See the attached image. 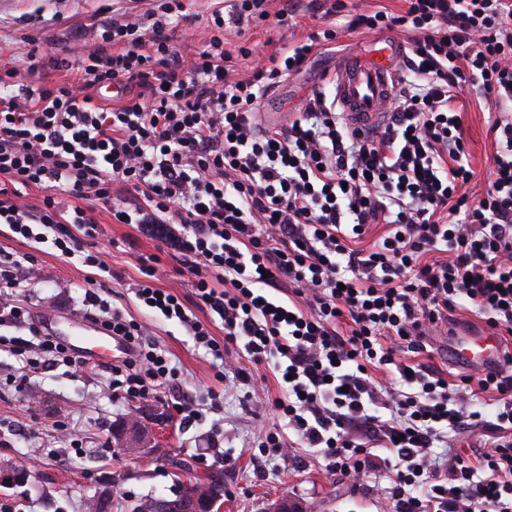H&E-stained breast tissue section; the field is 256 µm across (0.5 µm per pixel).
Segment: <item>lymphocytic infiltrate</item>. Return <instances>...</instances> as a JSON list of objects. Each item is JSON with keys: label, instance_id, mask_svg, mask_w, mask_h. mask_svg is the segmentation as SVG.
<instances>
[{"label": "lymphocytic infiltrate", "instance_id": "f902f5d3", "mask_svg": "<svg viewBox=\"0 0 512 512\" xmlns=\"http://www.w3.org/2000/svg\"><path fill=\"white\" fill-rule=\"evenodd\" d=\"M405 3L402 14L381 8L345 23L350 33L410 36L408 69L384 128L372 131L351 127L317 92L288 126L261 125L264 95L337 38L328 24L237 71L235 55L249 50H226L224 31L245 21L286 27L289 9L271 11L270 0H223L207 44L188 57L168 23L186 0L102 25L62 56L29 51L27 73L0 76L13 88L0 95V225L28 246L0 254V348L27 371L103 372L113 398L128 403L179 383L146 326L101 288L86 289L81 312L131 345L122 362L96 368L31 319L25 291L43 277L31 248L48 243L61 259L107 272L84 248L101 233L100 207L174 242L193 278L190 307L160 287L164 270L151 255L132 287L140 306L178 323L213 358L204 401L171 403L181 424L220 410L230 379L275 420L255 440L265 460L285 455L293 434L331 470L383 472L394 512H512V351L483 377L452 379L427 349L430 332L464 302L512 335V0ZM45 68L75 79L33 81ZM412 73L424 79L416 92L406 89ZM112 86L123 101L102 104L96 91ZM464 87L498 108L497 151L474 199L464 191L473 170L456 106ZM34 187L45 192L38 207L22 201ZM373 224L384 232L361 248ZM201 310L219 318L223 338ZM259 366L264 374L254 375ZM390 366L399 388L373 378ZM480 394L497 405L492 422L468 408ZM481 423L493 433L482 473L434 455L445 430ZM362 430L372 445L358 439Z\"/></svg>", "mask_w": 512, "mask_h": 512}]
</instances>
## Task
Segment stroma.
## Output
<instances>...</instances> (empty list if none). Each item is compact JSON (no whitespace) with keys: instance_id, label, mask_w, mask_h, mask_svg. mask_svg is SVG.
Instances as JSON below:
<instances>
[{"instance_id":"35a3bbf8","label":"stroma","mask_w":512,"mask_h":512,"mask_svg":"<svg viewBox=\"0 0 512 512\" xmlns=\"http://www.w3.org/2000/svg\"><path fill=\"white\" fill-rule=\"evenodd\" d=\"M136 0H0V72L26 70L28 62L19 49L24 41H34L46 54H61L74 37L89 35L99 25L120 18ZM295 23L278 30L259 23L246 28L244 35L228 32V49L252 44L251 56L237 57L241 69L266 63L276 48L305 38L321 21L310 8V0H292ZM211 0H191L187 18L176 22L175 45L180 54L199 51L211 30L206 18ZM374 33H339L336 47L311 57L302 73L288 77L261 100L260 114L278 113L279 124L312 90L329 92L323 81L351 48L370 43ZM462 109L464 137L475 175L467 185L470 197L485 189L488 164L496 151L489 131L490 108L470 89H463L457 102ZM97 219L102 235L85 242L86 249L99 253L112 270L107 286L120 295L125 309L146 324L153 339L168 351L182 372L178 395H203L214 386L211 357L195 347L191 336L176 322L157 318L139 307L129 286L140 279V257L158 255L168 272L164 287H171L184 298H192L191 277L182 271L183 257L172 243L137 224H121L106 210ZM34 259L44 271L42 283L27 297L34 315L52 311L63 332L73 330L87 286L88 269L68 263L51 248L35 252ZM244 387L224 389L221 414L203 413L191 427L179 426L164 397L147 398L129 404L113 399L104 379L93 376L74 380L61 370L46 369L21 374L19 364L9 353L0 351V435L8 442L0 447V463H27L29 451L43 449L41 462L29 465L31 476L20 488L0 486V498L25 496L32 512H84L83 504L99 484L112 485L110 512H131L133 505L149 495L172 496L180 485L203 480L211 468L204 462L215 450L232 453L224 466L226 494L214 512H267L280 497L313 506L315 512H391L386 494L387 479L365 477L352 481L326 467L320 452L301 448L276 458L265 472L254 468L252 442L261 426L272 419L258 402L246 400ZM139 412L151 426L155 447L131 454L113 448L112 459L99 454L101 444L113 437L116 424L129 412ZM78 442L79 450L69 456L60 451Z\"/></svg>"}]
</instances>
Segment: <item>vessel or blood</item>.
I'll return each instance as SVG.
<instances>
[{"label":"vessel or blood","mask_w":512,"mask_h":512,"mask_svg":"<svg viewBox=\"0 0 512 512\" xmlns=\"http://www.w3.org/2000/svg\"><path fill=\"white\" fill-rule=\"evenodd\" d=\"M405 52L404 46L385 37L368 47L346 55L330 79L337 103L350 124L357 128H375L381 123V106L396 91V75ZM72 322L76 334L67 337L75 351L100 363L119 362L128 354L127 344L106 333L85 318ZM444 352L449 361L469 371H493L503 359L500 336L486 327L461 325L449 328Z\"/></svg>","instance_id":"vessel-or-blood-1"}]
</instances>
